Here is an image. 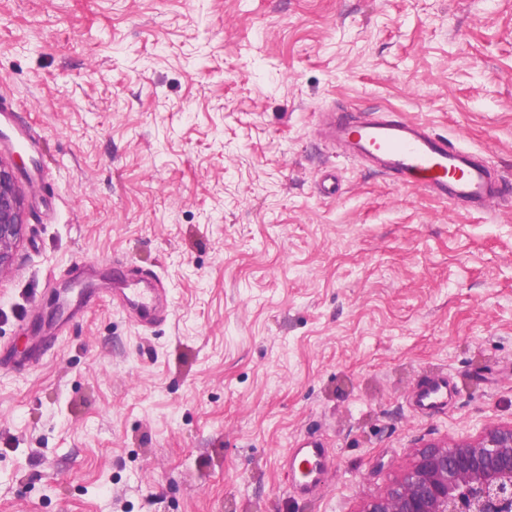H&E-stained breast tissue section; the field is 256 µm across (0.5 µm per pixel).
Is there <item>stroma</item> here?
Segmentation results:
<instances>
[{
  "mask_svg": "<svg viewBox=\"0 0 512 512\" xmlns=\"http://www.w3.org/2000/svg\"><path fill=\"white\" fill-rule=\"evenodd\" d=\"M0 99L30 134L0 140L26 222L0 512H357L512 422V201L462 214L318 138L379 108L512 174V0H0ZM119 273L168 319L136 324ZM424 374L452 388L432 417ZM309 434L333 462L305 496ZM330 456L320 438L308 437L295 448L289 459V485L302 492H312L322 483L329 467Z\"/></svg>",
  "mask_w": 512,
  "mask_h": 512,
  "instance_id": "35a3bbf8",
  "label": "stroma"
}]
</instances>
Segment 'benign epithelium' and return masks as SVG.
Returning a JSON list of instances; mask_svg holds the SVG:
<instances>
[{"label": "benign epithelium", "instance_id": "benign-epithelium-1", "mask_svg": "<svg viewBox=\"0 0 512 512\" xmlns=\"http://www.w3.org/2000/svg\"><path fill=\"white\" fill-rule=\"evenodd\" d=\"M23 208L15 168L0 158V274L22 240ZM357 512H512V423L423 446L392 486Z\"/></svg>", "mask_w": 512, "mask_h": 512}]
</instances>
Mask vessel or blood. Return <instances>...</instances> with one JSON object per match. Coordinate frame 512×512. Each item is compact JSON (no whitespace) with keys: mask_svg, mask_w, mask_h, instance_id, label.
<instances>
[{"mask_svg":"<svg viewBox=\"0 0 512 512\" xmlns=\"http://www.w3.org/2000/svg\"><path fill=\"white\" fill-rule=\"evenodd\" d=\"M323 139L342 147L345 157L368 163L398 183L426 191L468 212L483 214L491 203L512 197V179L493 169L479 154L453 145L421 122L380 111L349 117L331 112L323 117ZM113 296L145 323L165 319V289L144 290L125 282ZM448 399V380L422 377L414 398L421 415L440 411ZM330 456L321 439L306 438L289 460L292 486L312 492L322 482Z\"/></svg>","mask_w":512,"mask_h":512,"instance_id":"obj_1","label":"vessel or blood"}]
</instances>
